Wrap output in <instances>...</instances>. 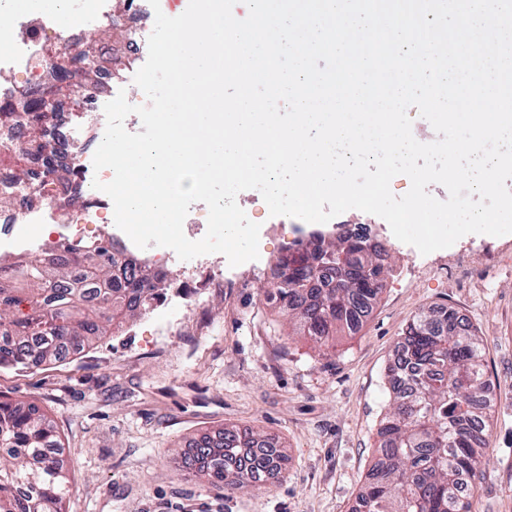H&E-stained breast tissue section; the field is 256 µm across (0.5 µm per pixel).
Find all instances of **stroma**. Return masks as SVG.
<instances>
[{
	"mask_svg": "<svg viewBox=\"0 0 512 512\" xmlns=\"http://www.w3.org/2000/svg\"><path fill=\"white\" fill-rule=\"evenodd\" d=\"M256 260L225 269L189 307L126 321L65 361L0 369V400L36 403L70 463L65 512H352L378 458L393 399L384 377L408 324L451 307L482 344L496 390L487 408L486 476L471 512H512V234H468L427 255L381 217L350 209L321 226L257 210ZM363 227L391 257L383 291L354 334L322 346L293 335L267 302L265 276L314 229ZM269 435L290 462L262 489L225 494L185 468L197 440L226 427Z\"/></svg>",
	"mask_w": 512,
	"mask_h": 512,
	"instance_id": "35a3bbf8",
	"label": "stroma"
}]
</instances>
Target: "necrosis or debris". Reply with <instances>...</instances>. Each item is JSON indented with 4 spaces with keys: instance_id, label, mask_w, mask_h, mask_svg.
Instances as JSON below:
<instances>
[{
    "instance_id": "obj_1",
    "label": "necrosis or debris",
    "mask_w": 512,
    "mask_h": 512,
    "mask_svg": "<svg viewBox=\"0 0 512 512\" xmlns=\"http://www.w3.org/2000/svg\"><path fill=\"white\" fill-rule=\"evenodd\" d=\"M150 9L148 0H83L78 24L60 29L57 17L41 13L15 14L7 29L0 30V73L10 79L0 82V105H13L14 119L0 124V249L25 250L32 243L22 225L59 224L77 235L90 224H105L116 256L133 262L148 258L150 267L175 262L169 248L150 246L141 251L114 222V206L94 181L109 182V171H95L93 155L103 139L104 106L115 97L112 68L85 57L83 45L92 29L114 25L130 34L121 49L133 68L148 56L143 26ZM74 60L77 71L93 69L94 80L78 85L74 93L51 100L42 120H32L24 106L33 90L51 80L49 63L60 54ZM41 140L55 146L70 174L60 182L34 157L20 155L18 145Z\"/></svg>"
}]
</instances>
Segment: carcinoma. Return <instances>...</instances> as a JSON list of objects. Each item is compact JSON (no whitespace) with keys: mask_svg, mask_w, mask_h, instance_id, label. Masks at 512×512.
I'll return each mask as SVG.
<instances>
[{"mask_svg":"<svg viewBox=\"0 0 512 512\" xmlns=\"http://www.w3.org/2000/svg\"><path fill=\"white\" fill-rule=\"evenodd\" d=\"M46 94L70 93L69 71L57 65ZM369 237H338L329 251H300L289 260L292 280L267 297L283 307L295 331L325 345L355 332L382 292L387 268ZM104 245L34 257L0 267V368H37L69 344H89L130 317L151 310L159 280L130 262L107 257ZM419 315L404 331L418 371L412 393L393 398L379 431L381 457L367 476L355 512H469V498L484 478L487 445L475 444L466 425L486 422L477 405L488 384L475 329L453 308ZM272 438L224 429L199 446L210 464L198 472L226 491L258 489L263 470H282L288 454L270 448L254 471L235 466L233 454ZM53 427L33 403L0 401V512H63L68 483L64 460L39 449L57 447Z\"/></svg>","mask_w":512,"mask_h":512,"instance_id":"obj_1","label":"carcinoma"}]
</instances>
